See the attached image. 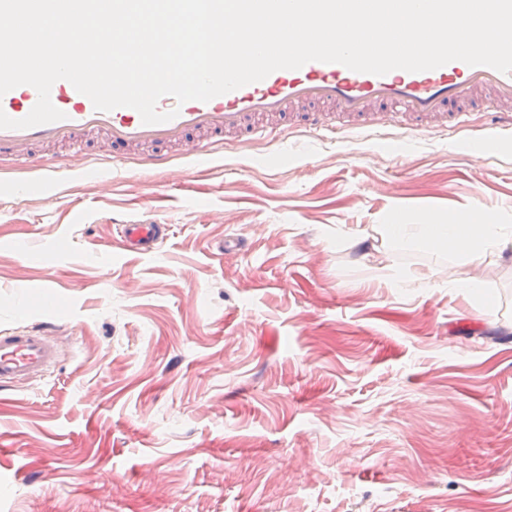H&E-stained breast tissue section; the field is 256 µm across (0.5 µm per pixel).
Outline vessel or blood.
Returning a JSON list of instances; mask_svg holds the SVG:
<instances>
[{
  "instance_id": "obj_1",
  "label": "vessel or blood",
  "mask_w": 512,
  "mask_h": 512,
  "mask_svg": "<svg viewBox=\"0 0 512 512\" xmlns=\"http://www.w3.org/2000/svg\"><path fill=\"white\" fill-rule=\"evenodd\" d=\"M50 97L64 112V119L26 129H0V154L23 161L34 148L85 145L102 134L111 142L114 158L138 149L142 162L166 167L172 149L203 163L227 135L247 142L265 133L272 122L280 128L398 129L411 135L456 127L464 113L480 109L491 112L495 135L512 130V73L461 61L417 73L394 70L383 76L311 61L297 70L274 71L262 81L205 103L180 104L174 97H162L158 110H172L176 116L153 125L143 124L139 113L129 107L96 110L88 97L65 80L53 84ZM37 99L36 90L23 85L0 97V110L19 120ZM119 227L122 248L139 254L158 251L167 236L163 224L123 220ZM55 334L49 324L0 332V388H19L47 375L61 356Z\"/></svg>"
}]
</instances>
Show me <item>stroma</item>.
Instances as JSON below:
<instances>
[{
  "label": "stroma",
  "mask_w": 512,
  "mask_h": 512,
  "mask_svg": "<svg viewBox=\"0 0 512 512\" xmlns=\"http://www.w3.org/2000/svg\"><path fill=\"white\" fill-rule=\"evenodd\" d=\"M486 121L149 171L100 139L38 154L75 172L52 199L0 159V331L50 322L62 349L0 392V512H512V259L380 242L394 219L512 224ZM115 214L168 225L159 254L123 251ZM433 267L492 309L412 281ZM415 280L426 282H429L430 280H433L434 282L444 281V283L448 284V291L465 289L469 291V293L478 300H485L487 297L486 291L484 288H482L481 284L469 279H460L457 277L448 276V279H446L441 277V275L439 274L438 271H436V269H433L431 273L428 275L417 277Z\"/></svg>",
  "instance_id": "1"
}]
</instances>
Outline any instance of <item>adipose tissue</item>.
Wrapping results in <instances>:
<instances>
[{
	"label": "adipose tissue",
	"instance_id": "1",
	"mask_svg": "<svg viewBox=\"0 0 512 512\" xmlns=\"http://www.w3.org/2000/svg\"><path fill=\"white\" fill-rule=\"evenodd\" d=\"M383 233L394 245L445 250L468 263L512 252V224H496L475 212L445 224H387Z\"/></svg>",
	"mask_w": 512,
	"mask_h": 512
}]
</instances>
